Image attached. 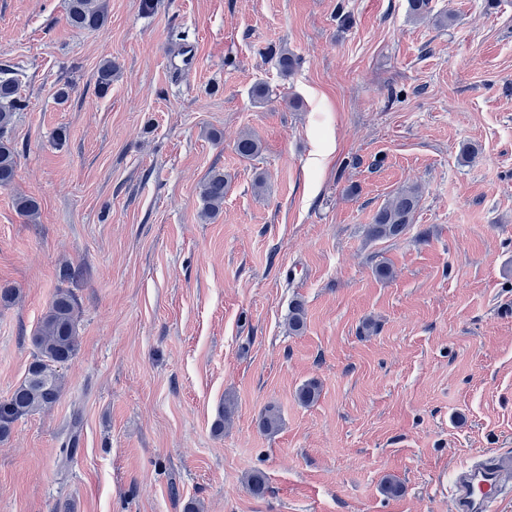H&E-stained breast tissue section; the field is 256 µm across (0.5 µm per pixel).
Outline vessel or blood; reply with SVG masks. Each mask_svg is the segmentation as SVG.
<instances>
[{
    "instance_id": "b4317fda",
    "label": "vessel or blood",
    "mask_w": 512,
    "mask_h": 512,
    "mask_svg": "<svg viewBox=\"0 0 512 512\" xmlns=\"http://www.w3.org/2000/svg\"><path fill=\"white\" fill-rule=\"evenodd\" d=\"M451 492L457 512H498L501 502L512 495V455L487 454L458 469Z\"/></svg>"
}]
</instances>
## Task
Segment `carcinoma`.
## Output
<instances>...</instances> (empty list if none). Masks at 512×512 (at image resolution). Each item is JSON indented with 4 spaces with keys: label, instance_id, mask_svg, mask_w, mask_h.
<instances>
[{
    "label": "carcinoma",
    "instance_id": "1",
    "mask_svg": "<svg viewBox=\"0 0 512 512\" xmlns=\"http://www.w3.org/2000/svg\"><path fill=\"white\" fill-rule=\"evenodd\" d=\"M69 24L80 30H99L106 21L104 4L98 0H70ZM113 66L107 60L96 73V83L100 90L112 86ZM23 107L19 81L13 77L0 76V188L12 185L16 176L18 156L11 143L4 140L5 134L13 125L15 112ZM235 150L243 158H253L261 150L260 142L250 134L241 136ZM225 180L221 172L211 173L201 186L203 202L202 216L210 217L224 205ZM421 188L406 186L391 196L377 211L368 235L373 239H389L402 235L409 227L411 218L418 207ZM18 212L33 220L39 205L26 196L16 199ZM77 299L74 292L66 287H58L48 308L41 317L30 342L35 354L25 378L13 389L9 397L0 400V442L8 440L17 421L37 412L51 409L61 399L64 383L58 367L70 361L78 351ZM280 414L269 407L260 416L259 425L266 432L279 428ZM80 425L79 414H74L69 430L60 444L58 460L63 465L73 462L77 432ZM249 491L261 497L267 491L266 475L257 470L247 478Z\"/></svg>",
    "mask_w": 512,
    "mask_h": 512
}]
</instances>
